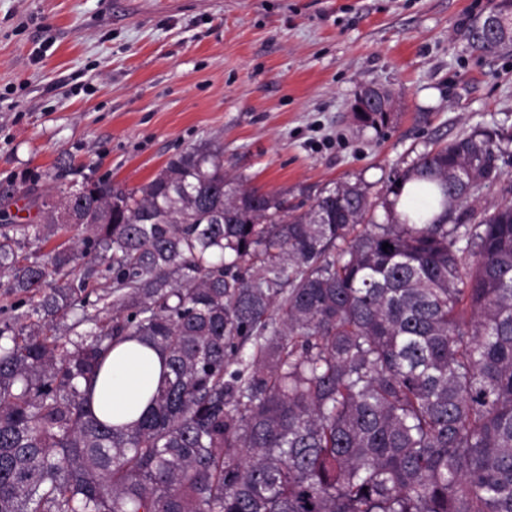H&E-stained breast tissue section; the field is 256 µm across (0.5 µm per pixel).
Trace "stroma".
Segmentation results:
<instances>
[{
    "label": "stroma",
    "instance_id": "obj_1",
    "mask_svg": "<svg viewBox=\"0 0 512 512\" xmlns=\"http://www.w3.org/2000/svg\"><path fill=\"white\" fill-rule=\"evenodd\" d=\"M501 0H0V183L136 187L222 145L246 186L313 204L342 181L372 198L476 126L512 134V51L470 25ZM392 91L380 129L354 97ZM365 94L370 96L373 101H379L384 112H396V108L386 109L384 95L379 89L366 88ZM384 112H354V116L363 125L378 128L388 121Z\"/></svg>",
    "mask_w": 512,
    "mask_h": 512
}]
</instances>
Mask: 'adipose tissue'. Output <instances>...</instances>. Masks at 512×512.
Wrapping results in <instances>:
<instances>
[{"label":"adipose tissue","instance_id":"ef3b65f1","mask_svg":"<svg viewBox=\"0 0 512 512\" xmlns=\"http://www.w3.org/2000/svg\"><path fill=\"white\" fill-rule=\"evenodd\" d=\"M161 372L162 359L154 349L134 340L116 346L94 385V413L115 424L135 422L146 410Z\"/></svg>","mask_w":512,"mask_h":512}]
</instances>
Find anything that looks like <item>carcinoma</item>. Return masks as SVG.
Instances as JSON below:
<instances>
[{
    "label": "carcinoma",
    "mask_w": 512,
    "mask_h": 512,
    "mask_svg": "<svg viewBox=\"0 0 512 512\" xmlns=\"http://www.w3.org/2000/svg\"><path fill=\"white\" fill-rule=\"evenodd\" d=\"M502 2L474 50L512 47ZM497 138L420 155L388 192L417 182L441 213L386 199L381 224L360 182L305 210L224 173L219 145L130 189L57 176L38 220L0 184V277L40 296L0 324V512H512V203L462 208L502 176ZM67 207L76 234L22 254ZM131 338L163 373L110 424L92 387Z\"/></svg>",
    "instance_id": "obj_1"
}]
</instances>
